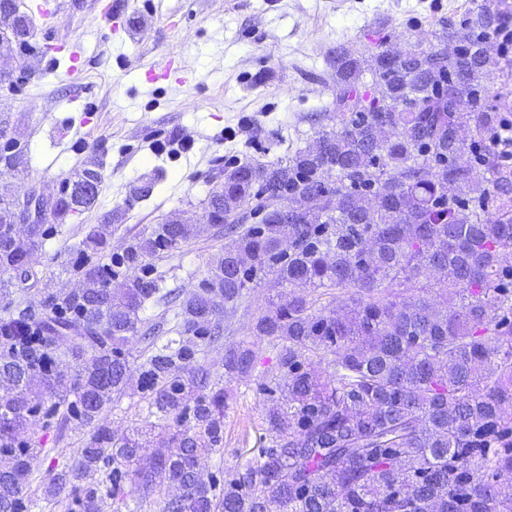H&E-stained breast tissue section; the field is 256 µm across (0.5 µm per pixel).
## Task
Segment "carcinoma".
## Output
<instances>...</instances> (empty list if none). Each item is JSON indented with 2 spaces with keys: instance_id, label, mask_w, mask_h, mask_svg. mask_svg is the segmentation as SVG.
I'll return each mask as SVG.
<instances>
[{
  "instance_id": "1",
  "label": "carcinoma",
  "mask_w": 512,
  "mask_h": 512,
  "mask_svg": "<svg viewBox=\"0 0 512 512\" xmlns=\"http://www.w3.org/2000/svg\"><path fill=\"white\" fill-rule=\"evenodd\" d=\"M512 20V0H486L475 25L441 20L437 45L331 57L335 123L286 163L236 164L203 201L224 225V254L179 303L178 337L166 341L139 312L172 296L147 274L128 276L145 257L193 235L177 214L103 263L92 228L73 271L86 290L40 301L44 313L0 318V512H32L40 439L29 428H90L82 448L50 472L64 512H140L158 485L178 493L160 512H512V165L474 148L512 112L486 109L484 78L512 83L487 49L491 30ZM373 92L358 93L363 72ZM18 174L23 156L1 153ZM90 159L47 210L57 221L90 209L98 176ZM257 224L239 231L244 205ZM303 203L293 215L286 203ZM12 192L0 189V298L47 229L7 237ZM290 289L250 327L277 342L274 384H262L270 445L242 469L202 462L224 447L228 392L198 363L221 341V314L236 312L258 275ZM434 282L449 292L440 308L406 293ZM117 287H112V283ZM295 288L323 289L325 304ZM147 344L137 389L154 420L118 435L97 424L129 387L133 346ZM334 356L322 374L310 355ZM75 371L55 369L60 353ZM255 367L251 348L224 352V379ZM105 476V489L86 482ZM138 494L135 505L128 496Z\"/></svg>"
}]
</instances>
